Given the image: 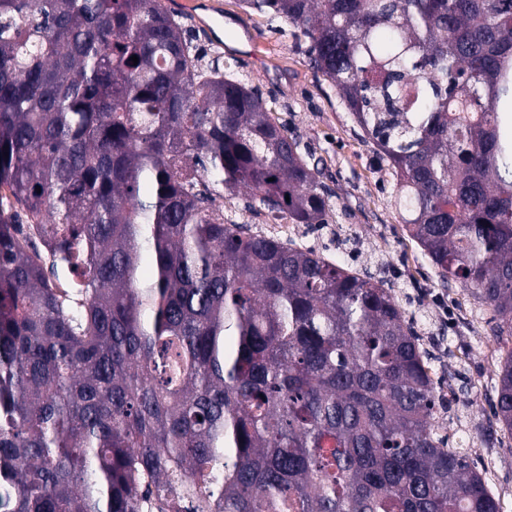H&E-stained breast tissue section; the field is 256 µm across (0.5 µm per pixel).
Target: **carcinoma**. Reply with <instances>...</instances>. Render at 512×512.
<instances>
[{"label":"carcinoma","mask_w":512,"mask_h":512,"mask_svg":"<svg viewBox=\"0 0 512 512\" xmlns=\"http://www.w3.org/2000/svg\"><path fill=\"white\" fill-rule=\"evenodd\" d=\"M241 2L299 29L440 285L492 308L512 432V0ZM243 191L327 223L318 163L161 0H0L9 512H499L388 283L226 217Z\"/></svg>","instance_id":"1"}]
</instances>
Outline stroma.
Returning a JSON list of instances; mask_svg holds the SVG:
<instances>
[{
    "label": "stroma",
    "mask_w": 512,
    "mask_h": 512,
    "mask_svg": "<svg viewBox=\"0 0 512 512\" xmlns=\"http://www.w3.org/2000/svg\"><path fill=\"white\" fill-rule=\"evenodd\" d=\"M218 2L223 25L213 24L192 0L180 8L182 24L208 49L238 36L234 69L260 89L302 153L318 161L321 180L331 191L328 224H266L263 232L357 270L385 271L396 299L435 355V369L452 376L456 397L447 420L450 442L463 443L477 469L485 472L500 512H512V435L483 431L492 419L498 362L497 352L483 341L490 306L461 285H438L405 231L392 170L345 109L338 90L309 65L298 29L245 10L239 0Z\"/></svg>",
    "instance_id": "stroma-1"
}]
</instances>
